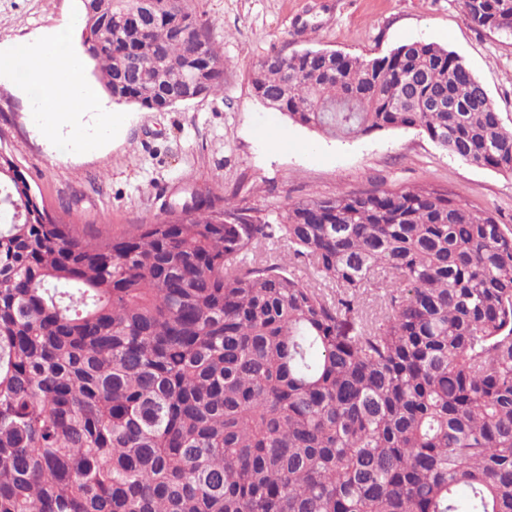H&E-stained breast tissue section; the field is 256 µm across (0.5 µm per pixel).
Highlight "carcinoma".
Segmentation results:
<instances>
[{"instance_id":"carcinoma-1","label":"carcinoma","mask_w":512,"mask_h":512,"mask_svg":"<svg viewBox=\"0 0 512 512\" xmlns=\"http://www.w3.org/2000/svg\"><path fill=\"white\" fill-rule=\"evenodd\" d=\"M103 2L81 29L115 103L171 106L196 51L200 93L221 91L209 23L182 0H157L143 32ZM462 7L512 32V0ZM253 89L302 126L415 128L512 175V129L434 43L273 55ZM0 190L25 212L0 224V512H512L511 226L427 187L311 197L277 224L198 191L98 240L1 152ZM274 238L336 299L270 262ZM379 269L394 285L365 319Z\"/></svg>"}]
</instances>
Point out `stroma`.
I'll return each instance as SVG.
<instances>
[{"label": "stroma", "mask_w": 512, "mask_h": 512, "mask_svg": "<svg viewBox=\"0 0 512 512\" xmlns=\"http://www.w3.org/2000/svg\"><path fill=\"white\" fill-rule=\"evenodd\" d=\"M210 24L224 62L219 93L162 110L104 100L83 114L86 139L42 124L30 92L0 80V152L38 202L97 237L162 218L195 189L275 219L290 203L373 187L431 185L512 226V176L468 164L419 131L339 140L298 125L256 97L252 79L274 54L335 50L373 58L435 43L468 64L512 128V35L468 21L460 0H184ZM79 0H0V45L29 41L78 16Z\"/></svg>", "instance_id": "1"}]
</instances>
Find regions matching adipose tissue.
I'll use <instances>...</instances> for the list:
<instances>
[{
  "label": "adipose tissue",
  "instance_id": "1",
  "mask_svg": "<svg viewBox=\"0 0 512 512\" xmlns=\"http://www.w3.org/2000/svg\"><path fill=\"white\" fill-rule=\"evenodd\" d=\"M59 31H51L23 47L0 49V76H12L20 60H33L28 71L32 84L41 88V117L50 129L68 125L74 142H81L84 132L76 121L77 114L94 111L96 94L84 80L82 63L58 49Z\"/></svg>",
  "mask_w": 512,
  "mask_h": 512
}]
</instances>
